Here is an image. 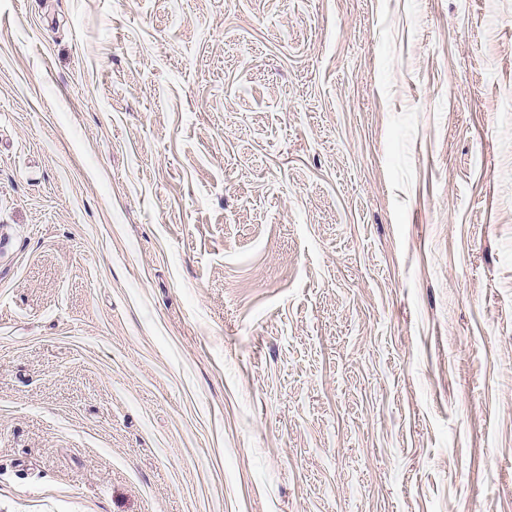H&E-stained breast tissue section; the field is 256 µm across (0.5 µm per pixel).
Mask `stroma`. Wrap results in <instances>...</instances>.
Returning <instances> with one entry per match:
<instances>
[{
    "label": "stroma",
    "mask_w": 512,
    "mask_h": 512,
    "mask_svg": "<svg viewBox=\"0 0 512 512\" xmlns=\"http://www.w3.org/2000/svg\"><path fill=\"white\" fill-rule=\"evenodd\" d=\"M0 512H512V0H0Z\"/></svg>",
    "instance_id": "stroma-1"
}]
</instances>
